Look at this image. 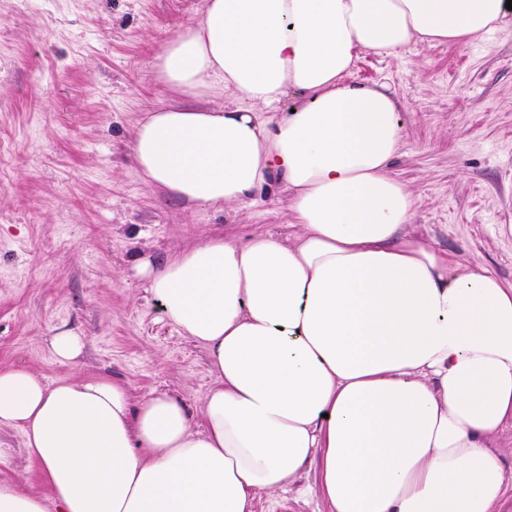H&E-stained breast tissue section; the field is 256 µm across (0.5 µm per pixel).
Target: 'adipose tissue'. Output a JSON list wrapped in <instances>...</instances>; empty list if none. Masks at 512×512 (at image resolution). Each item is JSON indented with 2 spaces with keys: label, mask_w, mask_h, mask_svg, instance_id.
<instances>
[{
  "label": "adipose tissue",
  "mask_w": 512,
  "mask_h": 512,
  "mask_svg": "<svg viewBox=\"0 0 512 512\" xmlns=\"http://www.w3.org/2000/svg\"><path fill=\"white\" fill-rule=\"evenodd\" d=\"M506 2L206 0L155 58L184 101L145 112L133 163L217 209L279 180L296 232L138 264L210 352L198 408L0 366V428L21 431L50 488L1 479L0 512H253L312 471L328 512H496L512 488L491 446L512 421V286L405 235L399 104L345 77L362 50L492 32Z\"/></svg>",
  "instance_id": "ef3b65f1"
}]
</instances>
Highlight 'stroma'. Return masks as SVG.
I'll return each instance as SVG.
<instances>
[{
  "mask_svg": "<svg viewBox=\"0 0 512 512\" xmlns=\"http://www.w3.org/2000/svg\"><path fill=\"white\" fill-rule=\"evenodd\" d=\"M206 0H0V366L49 381L107 376L133 400L169 392L198 407L209 352L166 318L135 265L211 238L282 240L288 196L224 210L188 206L146 185L129 158L143 112L179 103L155 55ZM398 98L404 126L391 173L416 203L407 231L453 263L512 285V13L465 45L413 43L360 53L349 76ZM86 341L58 362L57 329ZM0 478L47 495L19 430ZM254 512H326L315 495H259Z\"/></svg>",
  "mask_w": 512,
  "mask_h": 512,
  "instance_id": "stroma-1",
  "label": "stroma"
}]
</instances>
